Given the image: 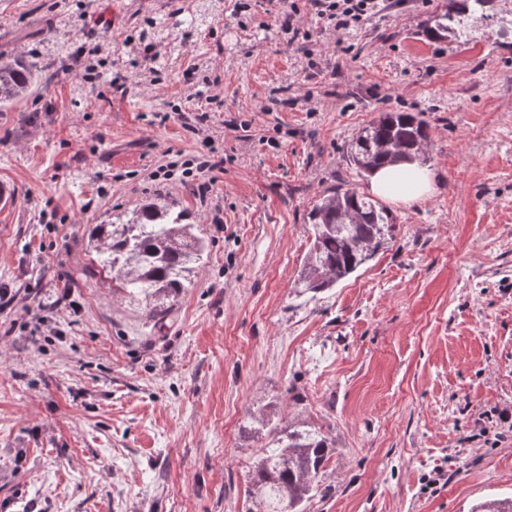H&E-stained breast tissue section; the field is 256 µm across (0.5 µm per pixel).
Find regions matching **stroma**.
Wrapping results in <instances>:
<instances>
[{
  "label": "stroma",
  "mask_w": 512,
  "mask_h": 512,
  "mask_svg": "<svg viewBox=\"0 0 512 512\" xmlns=\"http://www.w3.org/2000/svg\"><path fill=\"white\" fill-rule=\"evenodd\" d=\"M439 2L385 0L336 36L306 10L283 29L291 0H224L161 81L118 93L62 73L0 110L17 195L0 207V512H246L259 411L334 443L307 512L512 495V0L491 2L507 26L438 41L423 28ZM189 5L0 0V55L33 61L55 32L124 68L146 16ZM382 112L428 122L434 189L388 204L394 238L366 265L297 293L307 214L333 188L370 193L346 146ZM213 152L208 201L181 175L147 179ZM154 197L209 244L160 331L85 274L92 227Z\"/></svg>",
  "instance_id": "1"
}]
</instances>
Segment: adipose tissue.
Segmentation results:
<instances>
[{"instance_id": "obj_1", "label": "adipose tissue", "mask_w": 512, "mask_h": 512, "mask_svg": "<svg viewBox=\"0 0 512 512\" xmlns=\"http://www.w3.org/2000/svg\"><path fill=\"white\" fill-rule=\"evenodd\" d=\"M433 184L434 178L428 169L405 163L379 170L372 179L371 190L379 198L411 205L427 197Z\"/></svg>"}]
</instances>
